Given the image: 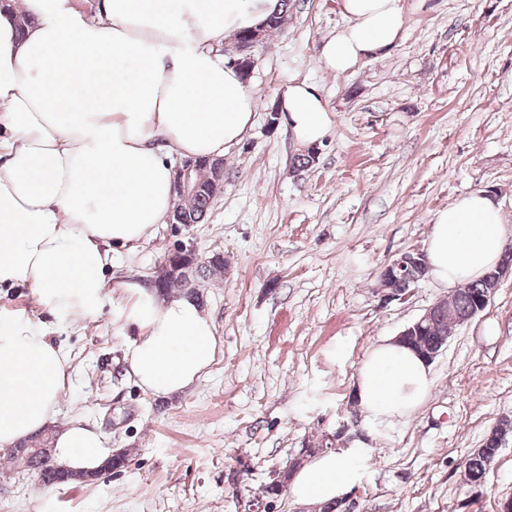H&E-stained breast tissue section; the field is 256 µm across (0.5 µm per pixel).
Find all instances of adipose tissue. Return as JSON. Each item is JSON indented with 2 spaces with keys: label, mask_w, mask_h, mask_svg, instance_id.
<instances>
[{
  "label": "adipose tissue",
  "mask_w": 512,
  "mask_h": 512,
  "mask_svg": "<svg viewBox=\"0 0 512 512\" xmlns=\"http://www.w3.org/2000/svg\"><path fill=\"white\" fill-rule=\"evenodd\" d=\"M402 0H337L343 26L322 45L324 70L345 74L387 53L405 23ZM276 0H10L0 8V285L28 288L50 313L96 318L113 259L165 223L175 202L174 161L220 158L254 126L256 99L224 45L261 23ZM30 15L18 29V13ZM279 107L294 139L322 142L325 100L289 81ZM499 205L482 192L439 211L426 242L444 287L476 280L503 256ZM118 331L128 374L169 397L209 370L216 326L195 299L138 281L119 286ZM71 363L25 313L0 314V451L40 435L55 418ZM430 366L388 339L365 353L356 398L373 421L401 420L427 399ZM57 460L98 470L110 453L97 428L73 419L52 438ZM365 457L355 445L317 455L288 493L314 506L346 495Z\"/></svg>",
  "instance_id": "1"
}]
</instances>
